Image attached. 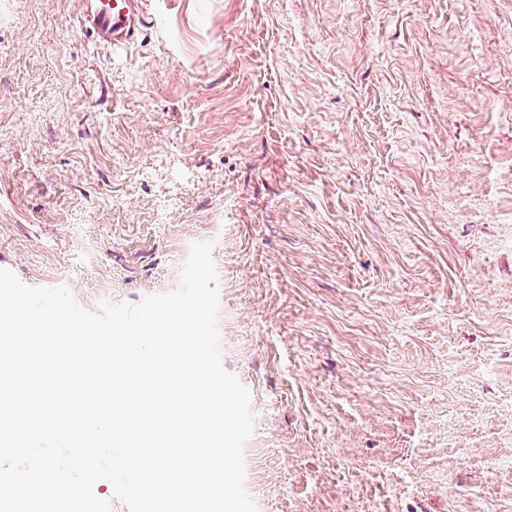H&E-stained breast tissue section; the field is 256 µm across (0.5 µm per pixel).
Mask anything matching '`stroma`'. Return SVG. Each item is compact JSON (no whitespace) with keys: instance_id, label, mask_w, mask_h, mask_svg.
I'll use <instances>...</instances> for the list:
<instances>
[{"instance_id":"obj_1","label":"stroma","mask_w":512,"mask_h":512,"mask_svg":"<svg viewBox=\"0 0 512 512\" xmlns=\"http://www.w3.org/2000/svg\"><path fill=\"white\" fill-rule=\"evenodd\" d=\"M0 0V268L83 308L213 245L258 512H512V0ZM83 23L99 42L131 45L138 39L145 16L134 0H94Z\"/></svg>"}]
</instances>
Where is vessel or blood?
I'll use <instances>...</instances> for the list:
<instances>
[{
	"label": "vessel or blood",
	"instance_id": "b4317fda",
	"mask_svg": "<svg viewBox=\"0 0 512 512\" xmlns=\"http://www.w3.org/2000/svg\"><path fill=\"white\" fill-rule=\"evenodd\" d=\"M144 22L137 0H94L83 18L99 42L114 45L136 42Z\"/></svg>",
	"mask_w": 512,
	"mask_h": 512
}]
</instances>
